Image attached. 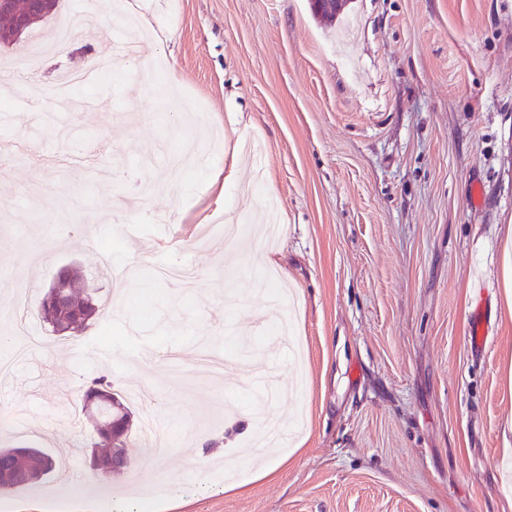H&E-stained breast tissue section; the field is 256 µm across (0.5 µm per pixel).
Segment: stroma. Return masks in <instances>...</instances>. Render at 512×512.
<instances>
[{"mask_svg": "<svg viewBox=\"0 0 512 512\" xmlns=\"http://www.w3.org/2000/svg\"><path fill=\"white\" fill-rule=\"evenodd\" d=\"M90 3L59 0L74 33L43 87L98 55ZM140 5L153 30L118 78L47 120L25 88L0 95V336L21 282L43 339L0 351V446L66 468L0 495V512H99L102 492L65 483L91 475L77 393L102 375L131 442L148 420L177 442L116 474L149 512H512V0H349L330 22L308 0ZM209 224L242 232L219 245ZM107 242L113 266L196 277L114 286ZM70 263L101 312L64 337L37 305ZM275 422L282 463L260 479L246 449ZM192 459L204 490L140 482L190 478Z\"/></svg>", "mask_w": 512, "mask_h": 512, "instance_id": "stroma-1", "label": "stroma"}]
</instances>
